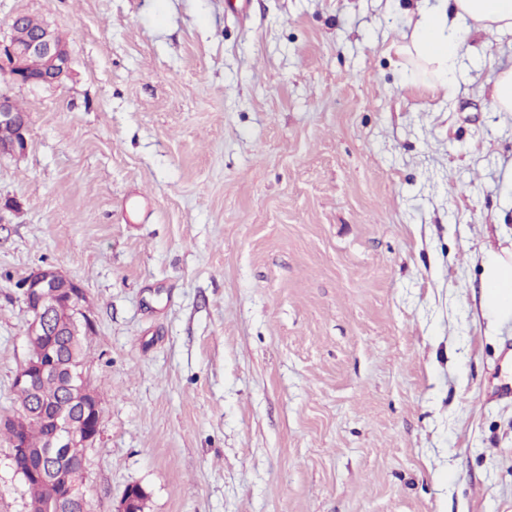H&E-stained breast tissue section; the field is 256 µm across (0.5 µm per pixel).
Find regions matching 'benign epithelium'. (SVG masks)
<instances>
[{
	"label": "benign epithelium",
	"instance_id": "obj_1",
	"mask_svg": "<svg viewBox=\"0 0 512 512\" xmlns=\"http://www.w3.org/2000/svg\"><path fill=\"white\" fill-rule=\"evenodd\" d=\"M27 16L18 14L9 24L10 34L0 39V81L20 87H39L61 84L69 76L70 54L66 40L55 30L43 24L31 32H20ZM38 57L43 61V72L33 75L27 69V60ZM9 129L10 137L0 140V155H21L27 149L29 116L15 107L12 96L0 91V130ZM19 288L31 316L30 336H71L80 331L85 336L93 333L94 325L84 306V291L75 281L53 267H38L29 273ZM62 305L71 310L66 321L57 318ZM56 355L49 354L45 361H26L14 380L18 394H30L39 379L53 371ZM84 372L76 364L69 370L68 387L77 394L69 402L70 411H57L48 419L50 434L48 448L40 456L31 455L24 438L25 418H3L0 428L12 430V459L19 473L38 475L50 489L49 507L53 512H87L84 484L83 454L76 448L93 447L100 431V402L93 394L85 395L81 382ZM54 462V467L46 462ZM143 492L131 486L125 492L116 512H140L138 497Z\"/></svg>",
	"mask_w": 512,
	"mask_h": 512
}]
</instances>
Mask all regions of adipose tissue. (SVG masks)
<instances>
[{
	"label": "adipose tissue",
	"instance_id": "ef3b65f1",
	"mask_svg": "<svg viewBox=\"0 0 512 512\" xmlns=\"http://www.w3.org/2000/svg\"><path fill=\"white\" fill-rule=\"evenodd\" d=\"M506 31H512V0H443L418 8L411 40L400 51L431 65L435 82L447 86L468 36ZM482 307L495 321H512V250H485Z\"/></svg>",
	"mask_w": 512,
	"mask_h": 512
}]
</instances>
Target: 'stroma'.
Masks as SVG:
<instances>
[{
    "label": "stroma",
    "mask_w": 512,
    "mask_h": 512,
    "mask_svg": "<svg viewBox=\"0 0 512 512\" xmlns=\"http://www.w3.org/2000/svg\"><path fill=\"white\" fill-rule=\"evenodd\" d=\"M0 0L63 36L62 84L7 92L0 417L29 355L21 280L95 325L89 512H512V33L454 89L396 51L415 0ZM29 492L0 439V512ZM491 106L496 112H512V68L498 73L491 89ZM15 107L12 96L0 91V130L8 128L11 131L9 138L0 140V155H21L27 149L29 116L26 111ZM481 282L485 313L497 322L512 321V250L485 249Z\"/></svg>",
    "instance_id": "stroma-1"
}]
</instances>
